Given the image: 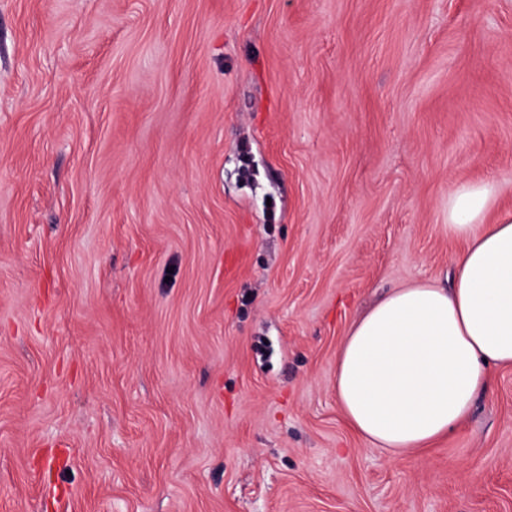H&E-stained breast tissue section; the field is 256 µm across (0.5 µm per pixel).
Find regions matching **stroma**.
I'll return each mask as SVG.
<instances>
[{"mask_svg": "<svg viewBox=\"0 0 512 512\" xmlns=\"http://www.w3.org/2000/svg\"><path fill=\"white\" fill-rule=\"evenodd\" d=\"M512 210V0H0V512H512V369L390 460L336 353Z\"/></svg>", "mask_w": 512, "mask_h": 512, "instance_id": "stroma-1", "label": "stroma"}]
</instances>
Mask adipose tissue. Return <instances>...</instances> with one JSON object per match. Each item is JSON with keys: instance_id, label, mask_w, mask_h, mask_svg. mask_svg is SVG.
Segmentation results:
<instances>
[{"instance_id": "obj_1", "label": "adipose tissue", "mask_w": 512, "mask_h": 512, "mask_svg": "<svg viewBox=\"0 0 512 512\" xmlns=\"http://www.w3.org/2000/svg\"><path fill=\"white\" fill-rule=\"evenodd\" d=\"M497 186L448 197V235L464 242L453 284L397 288L350 325L336 354V398L349 427L389 459L447 439L512 368V211Z\"/></svg>"}]
</instances>
